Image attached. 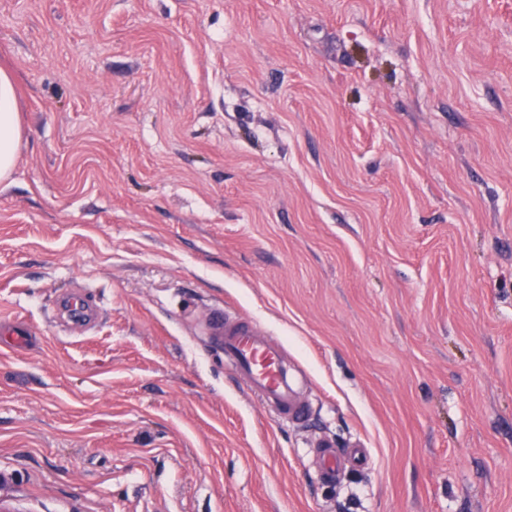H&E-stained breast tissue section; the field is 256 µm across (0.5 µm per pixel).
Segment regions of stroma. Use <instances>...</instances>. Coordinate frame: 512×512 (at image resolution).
<instances>
[{
    "label": "stroma",
    "instance_id": "35a3bbf8",
    "mask_svg": "<svg viewBox=\"0 0 512 512\" xmlns=\"http://www.w3.org/2000/svg\"><path fill=\"white\" fill-rule=\"evenodd\" d=\"M0 67V321L37 333L0 353L1 505L512 512V0H0ZM321 441L372 462L322 482ZM20 139L15 79L9 70L0 68V183L11 176ZM209 330L232 372L281 423L301 421L308 410L299 379L284 370L283 346L256 320L216 310Z\"/></svg>",
    "mask_w": 512,
    "mask_h": 512
}]
</instances>
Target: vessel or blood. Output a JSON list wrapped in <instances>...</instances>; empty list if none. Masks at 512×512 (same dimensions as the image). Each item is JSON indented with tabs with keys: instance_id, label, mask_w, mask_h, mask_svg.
Instances as JSON below:
<instances>
[{
	"instance_id": "obj_1",
	"label": "vessel or blood",
	"mask_w": 512,
	"mask_h": 512,
	"mask_svg": "<svg viewBox=\"0 0 512 512\" xmlns=\"http://www.w3.org/2000/svg\"><path fill=\"white\" fill-rule=\"evenodd\" d=\"M209 330L232 372L279 422L293 423L305 417L308 406L299 396V379L285 371L282 345L258 321L219 309L209 321ZM0 334L7 336L10 346L15 348L30 345L34 336L32 328L20 322L0 324ZM368 461L366 449L352 448L342 453L326 442L316 464L323 480L332 483L342 464L364 465Z\"/></svg>"
}]
</instances>
